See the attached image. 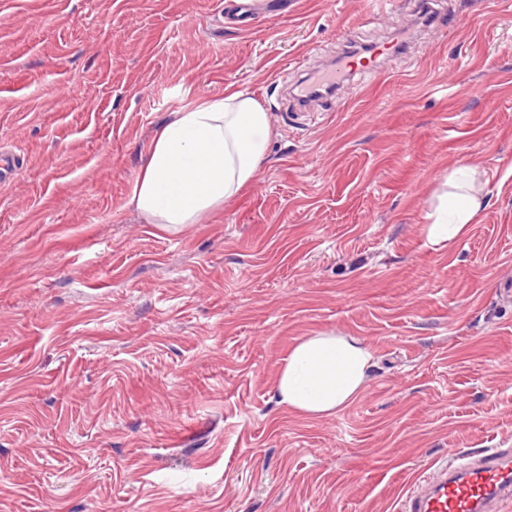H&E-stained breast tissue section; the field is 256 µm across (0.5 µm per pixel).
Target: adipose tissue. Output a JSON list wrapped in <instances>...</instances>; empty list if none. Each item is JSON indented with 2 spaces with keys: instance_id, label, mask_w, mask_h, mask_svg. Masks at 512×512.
Wrapping results in <instances>:
<instances>
[{
  "instance_id": "1",
  "label": "adipose tissue",
  "mask_w": 512,
  "mask_h": 512,
  "mask_svg": "<svg viewBox=\"0 0 512 512\" xmlns=\"http://www.w3.org/2000/svg\"><path fill=\"white\" fill-rule=\"evenodd\" d=\"M270 136L263 107L249 94L226 91L172 113L156 130L133 186L130 203L166 232L198 224L250 181L264 160ZM478 173L453 169L427 240L435 247L465 236L482 210ZM373 354L351 336L317 334L299 339L280 367L279 403L308 416L334 415L363 390Z\"/></svg>"
}]
</instances>
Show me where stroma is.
Returning <instances> with one entry per match:
<instances>
[{
  "label": "stroma",
  "mask_w": 512,
  "mask_h": 512,
  "mask_svg": "<svg viewBox=\"0 0 512 512\" xmlns=\"http://www.w3.org/2000/svg\"><path fill=\"white\" fill-rule=\"evenodd\" d=\"M0 0V512H399L436 467L512 448V0L442 21L301 108L290 60L406 30L417 0ZM263 163L168 233L130 205L172 112L225 90ZM476 166L469 233L425 236ZM373 368L334 416L279 404L299 338Z\"/></svg>",
  "instance_id": "obj_1"
}]
</instances>
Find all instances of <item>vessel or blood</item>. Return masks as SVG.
Instances as JSON below:
<instances>
[{
  "label": "vessel or blood",
  "mask_w": 512,
  "mask_h": 512,
  "mask_svg": "<svg viewBox=\"0 0 512 512\" xmlns=\"http://www.w3.org/2000/svg\"><path fill=\"white\" fill-rule=\"evenodd\" d=\"M400 53L401 44L394 40L373 47L370 61L363 64L356 57H342L336 64L311 70L312 82L300 92L308 96L321 85L340 86L353 75H372L375 58ZM506 502H512V448H496L482 451L474 461L461 458L438 467L406 498L403 512H501Z\"/></svg>",
  "instance_id": "vessel-or-blood-1"
}]
</instances>
